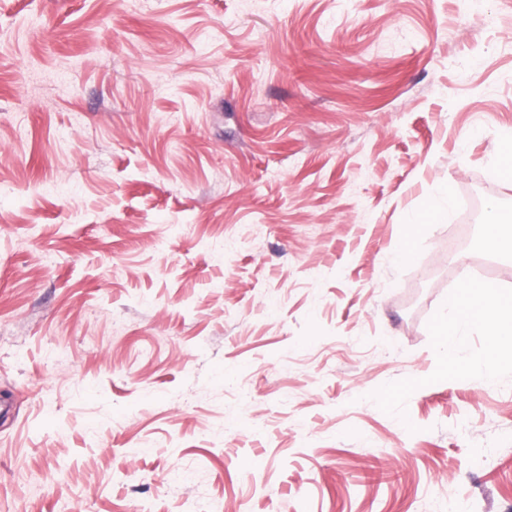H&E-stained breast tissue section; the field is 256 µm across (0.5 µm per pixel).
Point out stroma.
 Returning <instances> with one entry per match:
<instances>
[{
	"instance_id": "stroma-1",
	"label": "stroma",
	"mask_w": 512,
	"mask_h": 512,
	"mask_svg": "<svg viewBox=\"0 0 512 512\" xmlns=\"http://www.w3.org/2000/svg\"><path fill=\"white\" fill-rule=\"evenodd\" d=\"M464 5L0 0V512H512V344L435 345L512 289L430 214L512 223V0Z\"/></svg>"
}]
</instances>
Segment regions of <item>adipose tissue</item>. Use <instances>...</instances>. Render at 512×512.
Segmentation results:
<instances>
[{
	"instance_id": "1",
	"label": "adipose tissue",
	"mask_w": 512,
	"mask_h": 512,
	"mask_svg": "<svg viewBox=\"0 0 512 512\" xmlns=\"http://www.w3.org/2000/svg\"><path fill=\"white\" fill-rule=\"evenodd\" d=\"M478 304L470 318H463L456 304H449L436 337L440 344L460 347L472 326H479L494 343L512 338V296L503 297L500 286L493 281H474L468 286Z\"/></svg>"
}]
</instances>
